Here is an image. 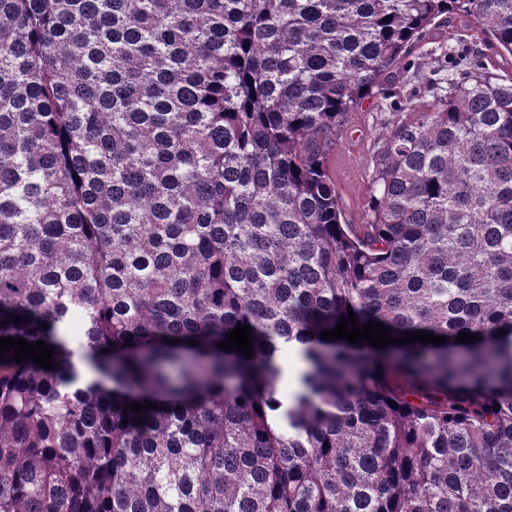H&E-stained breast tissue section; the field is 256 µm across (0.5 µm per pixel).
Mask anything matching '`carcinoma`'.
<instances>
[{
    "mask_svg": "<svg viewBox=\"0 0 512 512\" xmlns=\"http://www.w3.org/2000/svg\"><path fill=\"white\" fill-rule=\"evenodd\" d=\"M449 14L512 56V0H0V338L56 347L0 512H512V80L448 50L361 224L329 170Z\"/></svg>",
    "mask_w": 512,
    "mask_h": 512,
    "instance_id": "cac0c4a2",
    "label": "carcinoma"
}]
</instances>
